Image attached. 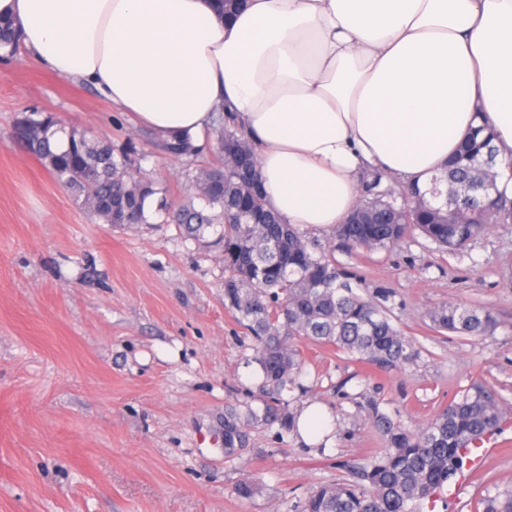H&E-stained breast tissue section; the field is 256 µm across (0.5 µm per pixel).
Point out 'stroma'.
Here are the masks:
<instances>
[{
    "instance_id": "stroma-1",
    "label": "stroma",
    "mask_w": 512,
    "mask_h": 512,
    "mask_svg": "<svg viewBox=\"0 0 512 512\" xmlns=\"http://www.w3.org/2000/svg\"><path fill=\"white\" fill-rule=\"evenodd\" d=\"M37 109L78 130L134 143L145 170L179 171L149 130L93 87L18 54L0 61V512H293L310 488L342 479L382 443L353 400L375 396L410 428L473 382L512 411V224L447 255L420 233L368 253L336 252L419 337L417 364L367 372L308 342L294 410L317 403L319 441L276 428L224 455V405L260 381L251 341L224 308V266L172 224L92 221L9 137ZM461 300L492 308L493 334L427 335L424 313ZM501 451L422 512H483L512 487V415ZM262 491L236 487L246 475Z\"/></svg>"
}]
</instances>
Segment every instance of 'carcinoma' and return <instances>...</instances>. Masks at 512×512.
I'll use <instances>...</instances> for the list:
<instances>
[{"label": "carcinoma", "mask_w": 512, "mask_h": 512, "mask_svg": "<svg viewBox=\"0 0 512 512\" xmlns=\"http://www.w3.org/2000/svg\"><path fill=\"white\" fill-rule=\"evenodd\" d=\"M21 48L9 19L0 18V58ZM11 137L39 160L56 181L71 191L88 215L104 224H147L158 215L185 233V239L219 253L224 265V306L252 341L253 360L262 380L247 401L224 405V456L251 447V433L278 426L296 430L297 413L283 393L296 387L304 359L298 342L312 341L379 370L412 365L421 349L412 336L391 323L386 309L355 292L357 276L336 263L335 246L311 241L282 222L267 207L261 188L255 146L227 122L215 131L210 159L181 181L182 195L169 200V178L150 177L131 166L134 148L117 149L104 137L65 125L51 113L35 109L16 115ZM494 133L479 127L459 147L450 174L433 186H460L478 178L476 171L492 158L497 165ZM165 158L198 157L203 151L189 137L173 135L156 142ZM375 172L361 191V205L335 229L347 250L374 251L397 244L418 230L450 254H457L495 224H512V202L493 197L490 186L475 204L458 203L418 188L399 191L381 186ZM257 198L251 210L240 208L246 196ZM156 199L154 210L146 207ZM431 330L460 336H485L499 325L487 307L448 301L426 311ZM259 406L254 407L252 403ZM358 407L366 413L383 448L367 463L353 466L348 478L312 490L299 512H420L423 501L461 473L466 450L498 432L507 413L491 388L473 383L453 397L422 427L410 430L383 412L371 396Z\"/></svg>", "instance_id": "cac0c4a2"}]
</instances>
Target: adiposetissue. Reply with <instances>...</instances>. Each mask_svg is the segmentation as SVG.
Listing matches in <instances>:
<instances>
[{
  "label": "adipose tissue",
  "instance_id": "ef3b65f1",
  "mask_svg": "<svg viewBox=\"0 0 512 512\" xmlns=\"http://www.w3.org/2000/svg\"><path fill=\"white\" fill-rule=\"evenodd\" d=\"M29 58L161 138L234 113L284 223H346L364 173L431 186L490 128L512 200V0H0Z\"/></svg>",
  "mask_w": 512,
  "mask_h": 512
}]
</instances>
